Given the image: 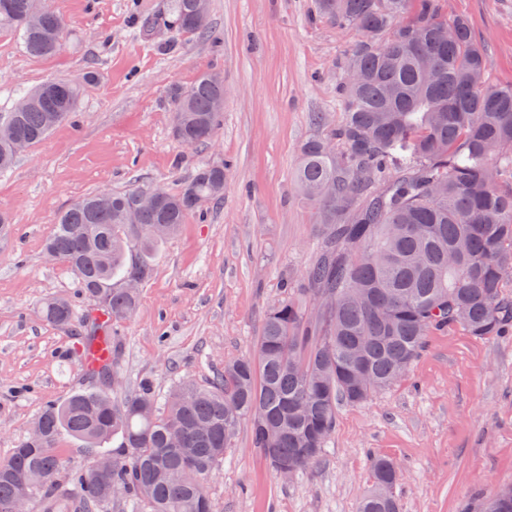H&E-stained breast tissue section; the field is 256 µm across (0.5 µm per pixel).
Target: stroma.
Returning <instances> with one entry per match:
<instances>
[{"label":"stroma","instance_id":"stroma-1","mask_svg":"<svg viewBox=\"0 0 512 512\" xmlns=\"http://www.w3.org/2000/svg\"><path fill=\"white\" fill-rule=\"evenodd\" d=\"M208 34L157 27L166 0H51L66 21L55 55L28 56L0 28V112L20 88L56 78L94 80L79 112L0 173V459L45 406L96 387L84 336L47 322L40 305L67 297L92 310L73 273L44 244L58 213L101 190L155 185L176 192L197 168L224 162V201L189 217L156 251L140 305L111 322L114 403L176 380L210 383L226 362L256 354L266 310L285 296L320 242L315 206L295 184L299 148L337 124L342 62L358 38L315 12V0H209ZM466 18L491 61L489 80L512 84V0H443ZM206 71L224 77V123L208 147L172 135V92ZM324 113L325 124L313 116ZM401 471L399 512H475L512 484V335L494 341L448 329L429 336L406 374L365 402L342 403L320 461L285 478L241 423L209 479L217 512H357L370 459Z\"/></svg>","mask_w":512,"mask_h":512}]
</instances>
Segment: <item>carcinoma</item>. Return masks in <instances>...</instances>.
Listing matches in <instances>:
<instances>
[{
	"mask_svg": "<svg viewBox=\"0 0 512 512\" xmlns=\"http://www.w3.org/2000/svg\"><path fill=\"white\" fill-rule=\"evenodd\" d=\"M195 5L171 0L174 27L208 29ZM317 9L359 40L347 54L338 126L299 150L296 183L323 228L304 287L266 311L256 358L224 365L217 383L180 381L162 400L142 391L121 405L105 389L80 390L48 405L36 419L40 434L24 436L0 461V512L22 491L41 512H103L114 487L126 512H215L207 481L242 421L274 470L299 474L319 461L336 406L395 382L427 336L453 327L480 340L512 332V85L486 81L484 45L467 19L440 18V0H317ZM0 25L18 32L31 57L62 47L65 22L47 0H0ZM85 86L49 81L21 94L25 110L0 113V172L77 111ZM222 97L224 80L212 72L176 90L174 137L186 147L209 142L223 123L214 108ZM146 190L76 200L45 243L110 321L136 311L139 295L126 283L149 278L155 247L224 199V162L203 164L128 223ZM318 298L325 309L314 319L307 308ZM41 313L61 327L76 320L63 298L44 301ZM359 352L370 385L356 397ZM63 434L89 455L71 470L61 503L52 479L63 465ZM114 439L130 456L102 475L94 461ZM371 467L374 483L358 512H399L398 469L383 458ZM478 512H512V495L498 493Z\"/></svg>",
	"mask_w": 512,
	"mask_h": 512,
	"instance_id": "cac0c4a2",
	"label": "carcinoma"
}]
</instances>
